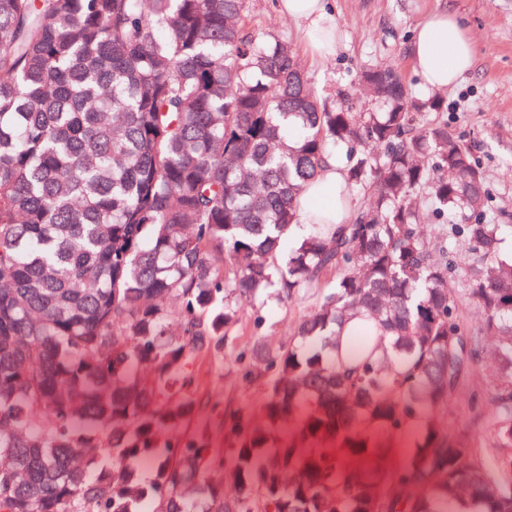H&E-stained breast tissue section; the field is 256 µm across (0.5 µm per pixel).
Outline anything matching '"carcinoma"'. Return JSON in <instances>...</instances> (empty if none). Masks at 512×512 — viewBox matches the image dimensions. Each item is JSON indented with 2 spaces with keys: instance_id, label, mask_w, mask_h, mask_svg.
<instances>
[{
  "instance_id": "1",
  "label": "carcinoma",
  "mask_w": 512,
  "mask_h": 512,
  "mask_svg": "<svg viewBox=\"0 0 512 512\" xmlns=\"http://www.w3.org/2000/svg\"><path fill=\"white\" fill-rule=\"evenodd\" d=\"M361 81L384 111L316 94L247 0H0V512H512L504 225L444 101L390 67ZM338 151L369 202L297 237ZM422 207L453 219L438 245ZM310 296L288 342L254 350L263 418H224L236 464L213 481L209 429L180 433L203 411L199 357L224 353L242 302ZM482 355L487 457L434 416Z\"/></svg>"
}]
</instances>
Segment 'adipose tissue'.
I'll return each mask as SVG.
<instances>
[{
  "instance_id": "obj_1",
  "label": "adipose tissue",
  "mask_w": 512,
  "mask_h": 512,
  "mask_svg": "<svg viewBox=\"0 0 512 512\" xmlns=\"http://www.w3.org/2000/svg\"><path fill=\"white\" fill-rule=\"evenodd\" d=\"M280 13L300 27L314 53L323 56L336 49L339 27L328 0H279ZM410 51L415 70L426 91H443L454 85L475 64L474 43L451 11L435 12L415 31ZM345 182V167L339 157L327 158L320 174L299 199V222L344 224L351 218L349 203L335 194Z\"/></svg>"
}]
</instances>
